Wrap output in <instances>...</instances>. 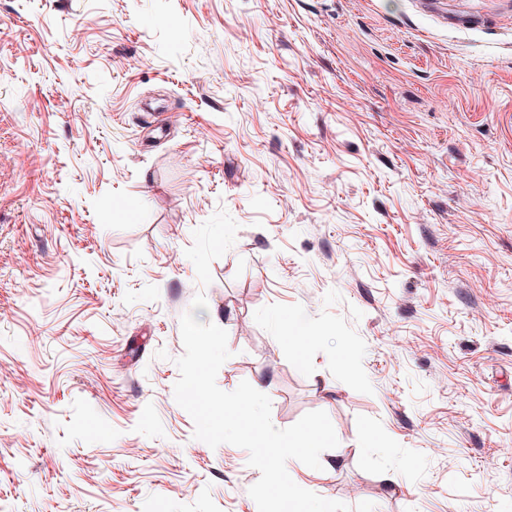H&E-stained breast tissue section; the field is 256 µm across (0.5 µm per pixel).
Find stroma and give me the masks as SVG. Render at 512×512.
Masks as SVG:
<instances>
[{
  "label": "stroma",
  "mask_w": 512,
  "mask_h": 512,
  "mask_svg": "<svg viewBox=\"0 0 512 512\" xmlns=\"http://www.w3.org/2000/svg\"><path fill=\"white\" fill-rule=\"evenodd\" d=\"M189 311L299 486L512 512V0H0V512H258Z\"/></svg>",
  "instance_id": "1"
}]
</instances>
